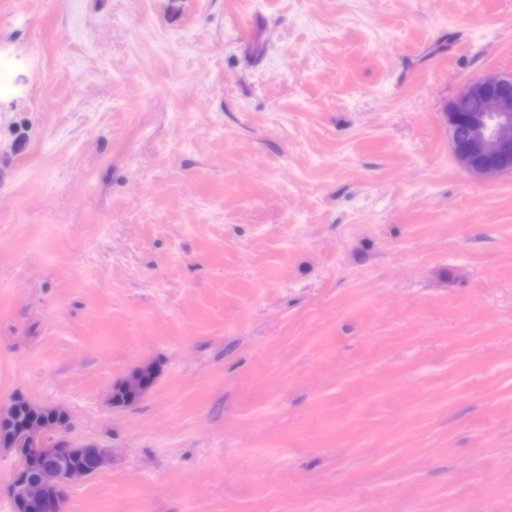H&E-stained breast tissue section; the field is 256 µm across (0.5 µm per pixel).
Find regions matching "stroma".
Masks as SVG:
<instances>
[{
	"instance_id": "obj_1",
	"label": "stroma",
	"mask_w": 512,
	"mask_h": 512,
	"mask_svg": "<svg viewBox=\"0 0 512 512\" xmlns=\"http://www.w3.org/2000/svg\"><path fill=\"white\" fill-rule=\"evenodd\" d=\"M488 70L512 0H0V404L112 448L67 512H512ZM445 114L452 154L465 173L493 180L512 172V72L467 80ZM157 372V368L154 364H143L134 369L126 378L117 384H120L134 392L139 401L154 385L157 378ZM117 384H115L109 392L108 401L110 405L114 408H127L135 405L138 401L129 406H119L116 404L114 400V391Z\"/></svg>"
}]
</instances>
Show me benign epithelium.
Returning a JSON list of instances; mask_svg holds the SVG:
<instances>
[{"instance_id": "benign-epithelium-1", "label": "benign epithelium", "mask_w": 512, "mask_h": 512, "mask_svg": "<svg viewBox=\"0 0 512 512\" xmlns=\"http://www.w3.org/2000/svg\"><path fill=\"white\" fill-rule=\"evenodd\" d=\"M452 154L468 175L493 180L512 172V72L488 71L462 84L446 106ZM152 363L134 369L120 385L143 397L154 385ZM0 447L17 466L6 488L13 512H66L68 487L112 465L100 442H77L68 413L23 396L0 407Z\"/></svg>"}]
</instances>
